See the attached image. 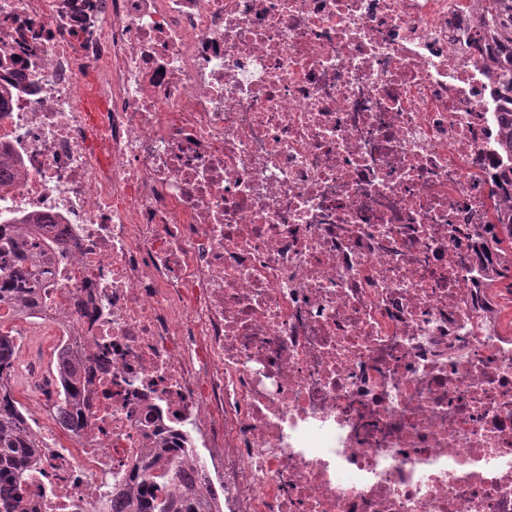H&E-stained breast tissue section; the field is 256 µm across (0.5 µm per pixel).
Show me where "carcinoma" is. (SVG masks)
Returning <instances> with one entry per match:
<instances>
[{"mask_svg": "<svg viewBox=\"0 0 512 512\" xmlns=\"http://www.w3.org/2000/svg\"><path fill=\"white\" fill-rule=\"evenodd\" d=\"M478 40L486 74L497 83L496 97L505 109L498 126L502 162L497 168L493 201V248L500 257L486 286L512 281V0H481ZM58 240L44 236L41 224H0V310L29 315L39 306L48 280L44 252ZM16 342L10 330L0 329V512H33V498L43 493L32 477L41 465L40 443L28 430L26 416L14 396L11 377L16 365ZM92 361L67 346L57 348L55 375L62 392L59 422L71 434L84 427L90 405ZM168 439L132 466L129 482L121 485L113 503L116 512H217L215 493L193 482L191 465L171 460Z\"/></svg>", "mask_w": 512, "mask_h": 512, "instance_id": "obj_1", "label": "carcinoma"}]
</instances>
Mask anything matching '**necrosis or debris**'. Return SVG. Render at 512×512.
Here are the masks:
<instances>
[{
  "mask_svg": "<svg viewBox=\"0 0 512 512\" xmlns=\"http://www.w3.org/2000/svg\"><path fill=\"white\" fill-rule=\"evenodd\" d=\"M469 5L0 0V224H52L31 322L94 359L84 431L27 420L38 512L171 427L224 512H512Z\"/></svg>",
  "mask_w": 512,
  "mask_h": 512,
  "instance_id": "obj_1",
  "label": "necrosis or debris"
}]
</instances>
